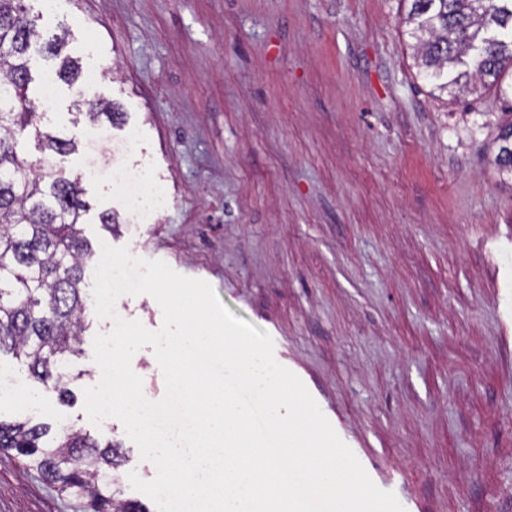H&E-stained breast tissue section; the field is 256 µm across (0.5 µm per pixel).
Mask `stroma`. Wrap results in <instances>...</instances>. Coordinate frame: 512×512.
Listing matches in <instances>:
<instances>
[{
	"label": "stroma",
	"mask_w": 512,
	"mask_h": 512,
	"mask_svg": "<svg viewBox=\"0 0 512 512\" xmlns=\"http://www.w3.org/2000/svg\"><path fill=\"white\" fill-rule=\"evenodd\" d=\"M43 37L62 35L85 97L122 126L77 118L57 83L41 132L74 140L93 249L125 246L209 282L268 332L377 487L405 512H512V178L490 160L504 108L417 75L402 22L410 0H26ZM132 149H125L128 134ZM144 171L169 204L131 223L100 158ZM116 213L119 225L100 222ZM72 402L0 356V417L121 442L129 473L156 469L114 418L93 425L84 393L89 312ZM22 457L0 451V512H86Z\"/></svg>",
	"instance_id": "obj_1"
}]
</instances>
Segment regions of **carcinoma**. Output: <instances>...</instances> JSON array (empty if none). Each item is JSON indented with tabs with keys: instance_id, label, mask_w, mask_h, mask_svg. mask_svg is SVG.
Wrapping results in <instances>:
<instances>
[{
	"instance_id": "1",
	"label": "carcinoma",
	"mask_w": 512,
	"mask_h": 512,
	"mask_svg": "<svg viewBox=\"0 0 512 512\" xmlns=\"http://www.w3.org/2000/svg\"><path fill=\"white\" fill-rule=\"evenodd\" d=\"M404 23L433 89L457 97L482 85L508 96L502 79L512 65V0H411ZM39 38L25 0H0V354L22 360L41 389L63 401L73 396L68 360L83 353L82 284L95 252L80 229L88 206L79 180L56 171V159L77 145L37 130L46 154L33 162L24 151L36 116L28 52ZM64 47L56 36L43 51L60 60L56 76L73 86L81 67L62 55ZM77 105V115L93 123L120 116L105 102L81 98ZM506 115L492 164L512 175V108ZM0 449L26 458L58 492L88 497L89 512H150L122 498L113 474L126 459L119 442L101 446L81 430L0 418Z\"/></svg>"
}]
</instances>
